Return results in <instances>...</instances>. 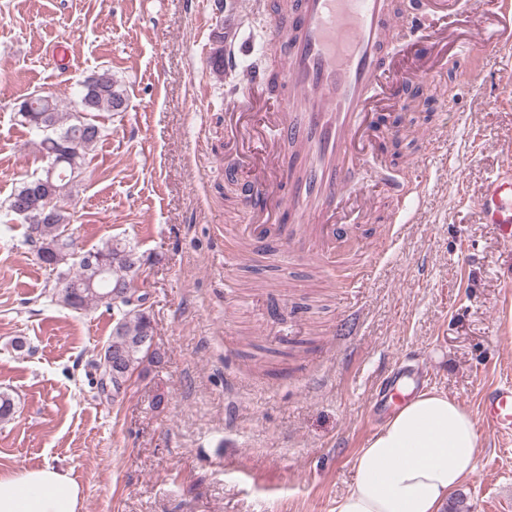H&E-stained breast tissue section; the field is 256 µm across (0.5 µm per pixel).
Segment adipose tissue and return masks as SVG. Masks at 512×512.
Segmentation results:
<instances>
[{
    "label": "adipose tissue",
    "mask_w": 512,
    "mask_h": 512,
    "mask_svg": "<svg viewBox=\"0 0 512 512\" xmlns=\"http://www.w3.org/2000/svg\"><path fill=\"white\" fill-rule=\"evenodd\" d=\"M472 414L425 391L403 406L360 449L355 480L336 512H444L476 470ZM81 490L52 465L0 476V512H78Z\"/></svg>",
    "instance_id": "ef3b65f1"
}]
</instances>
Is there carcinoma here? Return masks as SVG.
<instances>
[{"label": "carcinoma", "instance_id": "cac0c4a2", "mask_svg": "<svg viewBox=\"0 0 512 512\" xmlns=\"http://www.w3.org/2000/svg\"><path fill=\"white\" fill-rule=\"evenodd\" d=\"M218 46L210 55L213 71L224 73V36L215 34ZM433 93L416 87L403 110L411 115L429 111ZM126 98L122 90L112 81V76L103 72L87 77L73 113L61 112L58 103L49 96L31 93L24 99L27 112H18L21 123L37 131L40 151L48 164H57L49 189L40 181L45 173L32 176L12 193L0 208L5 215L21 216L23 209H41L45 197L51 195L58 208L51 221L45 224H26L24 245L34 251L38 258L55 272V280L67 279L73 283L86 284L81 294L74 295L51 287V301L72 310H85L90 306L103 305L115 310L116 319L108 341L91 366L100 371L107 380L99 381L100 392L117 401L131 385L135 374L146 370V366L161 363L158 349L152 347L154 336L152 319L146 303L148 293L132 287L134 274L141 267V257L130 245L109 239L92 252L108 258V271L97 278L84 260L85 251L75 247L71 236L66 234L71 222V190L73 184L83 177L87 155L104 136L105 127L96 123L97 112H122ZM121 289L125 297L117 306L104 301L105 294Z\"/></svg>", "mask_w": 512, "mask_h": 512}]
</instances>
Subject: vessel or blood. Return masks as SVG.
Returning a JSON list of instances; mask_svg holds the SVG:
<instances>
[{"instance_id": "1", "label": "vessel or blood", "mask_w": 512, "mask_h": 512, "mask_svg": "<svg viewBox=\"0 0 512 512\" xmlns=\"http://www.w3.org/2000/svg\"><path fill=\"white\" fill-rule=\"evenodd\" d=\"M273 18L266 39L278 49L276 81L247 72L252 98L224 108L225 129L239 137L233 161L254 173L236 237L330 272L370 206L356 193L357 177L373 170L384 193H403L373 136L378 108L393 102L391 45L405 42L413 76L429 77L448 43L463 53L511 46L512 0L481 10L473 29L458 0H409L403 13L392 0H277ZM477 206L484 223L512 224V163L481 188ZM487 401V422L512 431V385Z\"/></svg>"}]
</instances>
